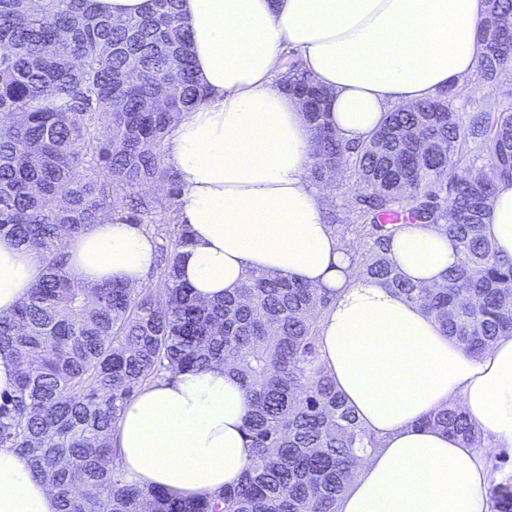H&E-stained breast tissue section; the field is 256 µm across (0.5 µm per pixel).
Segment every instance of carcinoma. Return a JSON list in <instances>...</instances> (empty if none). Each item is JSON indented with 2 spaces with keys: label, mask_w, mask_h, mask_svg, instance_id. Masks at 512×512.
I'll return each mask as SVG.
<instances>
[{
  "label": "carcinoma",
  "mask_w": 512,
  "mask_h": 512,
  "mask_svg": "<svg viewBox=\"0 0 512 512\" xmlns=\"http://www.w3.org/2000/svg\"><path fill=\"white\" fill-rule=\"evenodd\" d=\"M479 36V74L494 82L512 67V36L483 23ZM279 83L322 94L298 59ZM205 97L180 0H152L126 19L100 13L94 0H0V236L37 251L43 266L28 300L0 315V349L19 364L16 389L0 396V447L29 457L60 512H336L360 453L378 447L320 360L319 316L333 295L258 273L203 302L180 279L190 235L171 216L181 182L161 147ZM455 97L450 90L389 112L354 145L313 108L305 116L322 138L310 175L320 181L346 167L355 184L377 187L355 221L331 225L351 270L420 305L478 354L512 336V259L485 233L496 184L512 180V100L468 115ZM474 151L488 160L486 174L459 176ZM120 203L129 224L169 215L153 287H90L68 270L67 238ZM418 224L443 231L460 254L435 287L410 281L388 257L393 238ZM213 362L240 378L251 403L244 429L255 454L240 483L191 500L130 484L110 443L126 402L171 371ZM421 424L481 446L456 405ZM492 501L512 512V485L494 484Z\"/></svg>",
  "instance_id": "obj_1"
}]
</instances>
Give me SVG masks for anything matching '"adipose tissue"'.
<instances>
[{
	"mask_svg": "<svg viewBox=\"0 0 512 512\" xmlns=\"http://www.w3.org/2000/svg\"><path fill=\"white\" fill-rule=\"evenodd\" d=\"M485 0H182L194 70L207 97L165 140L179 175L178 212L190 228L180 272L202 300L270 271L333 291L319 321V353L337 392L379 441L360 461L337 512H491L487 457L512 448V336L473 356L419 305L354 277L310 179L312 132L278 84L294 49L330 93L328 121L345 142L369 138L390 110L474 75L485 52ZM485 232L512 257V182L496 187ZM69 270L86 284L138 288L156 241L140 225L105 219L69 241ZM408 279L441 282L457 264L437 229L411 226L390 244ZM42 273L39 254L0 237V313ZM460 405L485 447L422 425ZM249 399L215 364L167 375L129 400L112 436L126 479L176 499L237 484L251 459ZM0 512H57L27 456L0 447Z\"/></svg>",
	"mask_w": 512,
	"mask_h": 512,
	"instance_id": "adipose-tissue-1",
	"label": "adipose tissue"
}]
</instances>
